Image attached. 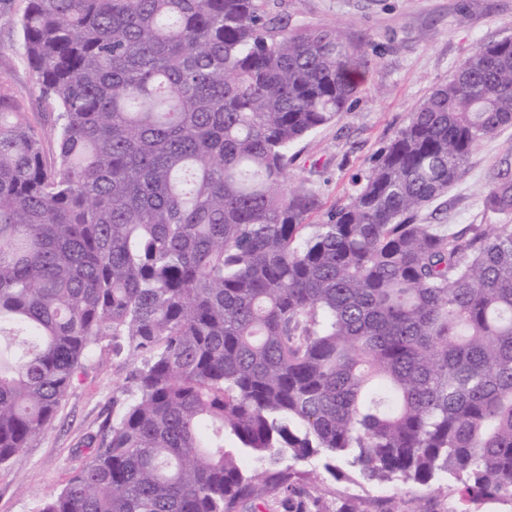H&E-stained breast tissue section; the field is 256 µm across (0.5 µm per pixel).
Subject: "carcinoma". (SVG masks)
<instances>
[{"label": "carcinoma", "mask_w": 512, "mask_h": 512, "mask_svg": "<svg viewBox=\"0 0 512 512\" xmlns=\"http://www.w3.org/2000/svg\"><path fill=\"white\" fill-rule=\"evenodd\" d=\"M19 25L53 115L36 129L0 87V465L87 362H136L33 512H257L266 491L321 512L281 467L321 454L333 476L343 457L512 499V224L415 222L512 126V38L471 51L311 224L292 150L368 64L341 30L262 0H29ZM484 204L512 214L509 169Z\"/></svg>", "instance_id": "obj_1"}]
</instances>
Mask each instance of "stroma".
Segmentation results:
<instances>
[{"label":"stroma","mask_w":512,"mask_h":512,"mask_svg":"<svg viewBox=\"0 0 512 512\" xmlns=\"http://www.w3.org/2000/svg\"><path fill=\"white\" fill-rule=\"evenodd\" d=\"M27 6L28 0H7L0 7V85L21 101L28 122L44 129L49 106L21 48L19 20ZM264 9L295 25L342 27L369 59L349 112L294 148L290 182L305 183L327 207L352 193L353 179L370 157L469 52L512 38V0H266ZM511 152L512 127L483 141L447 194L419 214V223L444 224L452 232L469 224H512V215L484 206L489 177ZM133 367L122 355L88 363L46 433L0 466V512H33L39 500L64 486L79 463L76 450L105 419L122 412ZM336 467L338 479L318 456L291 465L300 487L319 497L325 512L351 497L361 500L365 512H409L419 505L426 512H454L460 505L444 475L404 485L367 481L344 459Z\"/></svg>","instance_id":"1"}]
</instances>
